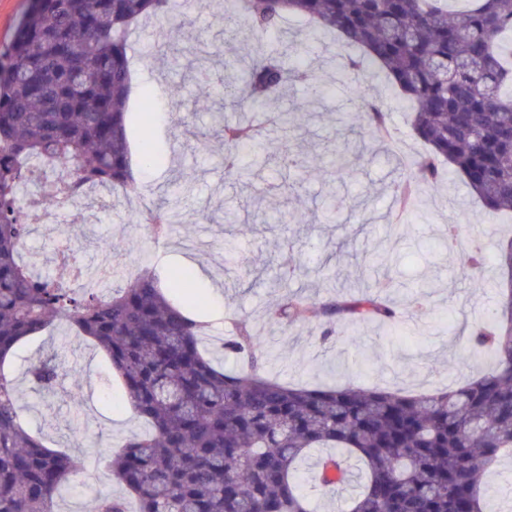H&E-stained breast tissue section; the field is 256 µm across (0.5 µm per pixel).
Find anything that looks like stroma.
<instances>
[{"label": "stroma", "instance_id": "stroma-1", "mask_svg": "<svg viewBox=\"0 0 512 512\" xmlns=\"http://www.w3.org/2000/svg\"><path fill=\"white\" fill-rule=\"evenodd\" d=\"M157 23L148 21L132 35L136 86L130 98L131 166L142 186L141 199L115 196L99 205L97 217L71 237L78 261L92 264L112 255L115 273L108 291L124 287L143 270L155 271L160 288L183 305L192 294L206 296L199 311L211 331L203 344L216 364L238 368L233 353L223 349L230 320L246 317L265 348L267 374L284 384L325 385L346 382L360 386L432 391L458 384L485 372L490 355L473 351L468 334L499 310L508 278L506 270L488 263L480 272H466L459 258L445 250L443 227L461 221L477 224L475 239L486 255L512 241V217L488 214L470 194L460 176L438 189L421 187L403 223H395L389 185L408 173L409 161L424 144L407 126L405 108L395 106V143L371 141L365 163L351 180L326 182L289 167L287 161L266 166L243 183L224 174L216 154L195 150L198 132L214 124L211 108L224 99L222 70H215L210 103L197 101V92L181 66L160 61ZM336 38L324 32L301 46L299 61L316 68L329 87L322 113L304 115L302 134L315 144L317 162L332 169L338 113L349 110L356 84L337 73L331 56ZM181 90L172 103L166 89ZM156 164L142 160L144 149ZM303 198L311 212L308 223H280L294 197ZM268 201L265 216L248 232L224 221L225 209L246 215L254 198ZM165 202L181 212L184 223L168 238L154 240L138 225L134 212L141 201ZM48 223L34 226L27 255L43 271L56 275L61 230L71 210L51 204ZM134 247L113 253L116 243ZM297 257L304 273L288 274L281 254ZM191 273L193 289L170 287L169 270ZM391 278L385 298L403 317L397 333L376 324H340L328 341L318 337V321L309 317L290 325L278 322L277 306L293 293L327 299L336 294L372 291L376 281ZM425 286L424 312L414 315L410 303L418 286ZM52 356L60 366L54 393L32 389L27 370L40 357ZM21 392L27 427L46 445L69 454L76 470L56 501L57 512H93L103 497L122 494L108 463L131 433L143 431V419L130 412L119 378L108 359L88 337L66 321L23 339L7 363ZM483 492L496 512H512V459L499 460L486 477Z\"/></svg>", "mask_w": 512, "mask_h": 512}]
</instances>
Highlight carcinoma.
Segmentation results:
<instances>
[{
    "label": "carcinoma",
    "mask_w": 512,
    "mask_h": 512,
    "mask_svg": "<svg viewBox=\"0 0 512 512\" xmlns=\"http://www.w3.org/2000/svg\"><path fill=\"white\" fill-rule=\"evenodd\" d=\"M197 0L242 26L254 52L224 66L230 90L215 115L224 142V172L250 179L268 162L256 145L269 128L294 127V112H270L291 84L325 95L316 72L294 66L291 54L267 47L290 19L336 33L341 67L358 84L368 71L384 74L410 108L414 135L428 146L409 176L392 185L406 209L415 185H433L442 165L460 173L479 202L512 212V0ZM180 11L174 0H29L8 51L0 53V512H55V496L72 459L49 449L26 427L20 394L4 364L22 338L62 318L110 358L127 400L151 431L133 434L112 458L122 496L100 500L96 512H314L299 483L312 451L341 449L320 461L323 484L356 486L337 512H491L482 477L512 451V289L501 316L477 328L471 347L494 358L488 372L436 392L347 385L307 388L279 383L262 371L263 348L248 321H234L224 349L244 371L226 372L201 351L202 324L172 305L146 270L110 297L77 293L64 277L39 274L20 261L32 225L20 194L55 167L71 168L54 184L102 185L130 196L132 174L126 102L132 85L131 35L146 19ZM160 45L196 66L190 80L205 95L214 54L187 40ZM394 105L358 92L355 122L341 123L334 166L342 179L366 160L365 136L389 134ZM165 204L136 216L154 238L174 220ZM313 310L320 336L342 321L377 322L396 332V310L378 295L325 301L291 295L278 306L290 324ZM34 386L53 388L57 367L38 362Z\"/></svg>",
    "instance_id": "1"
}]
</instances>
